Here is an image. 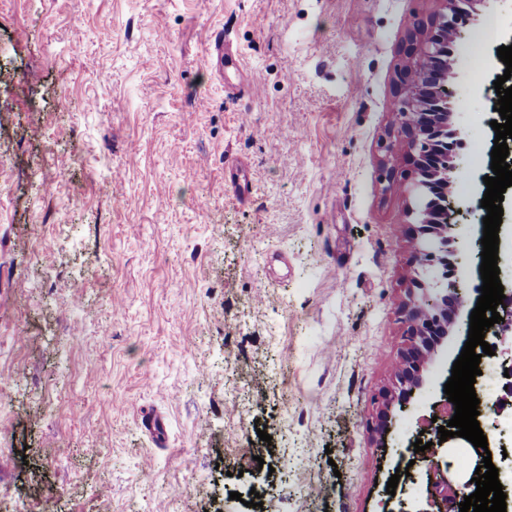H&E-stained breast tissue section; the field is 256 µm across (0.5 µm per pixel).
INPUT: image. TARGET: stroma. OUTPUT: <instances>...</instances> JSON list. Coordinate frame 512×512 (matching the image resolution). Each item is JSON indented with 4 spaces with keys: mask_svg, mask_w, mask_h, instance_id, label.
<instances>
[{
    "mask_svg": "<svg viewBox=\"0 0 512 512\" xmlns=\"http://www.w3.org/2000/svg\"><path fill=\"white\" fill-rule=\"evenodd\" d=\"M440 7L0 0V512H412L387 482L468 333L383 408L418 206L383 183L406 41ZM498 22L492 51L512 0L464 25L449 81L469 300L506 66L473 78L467 49ZM217 30L245 71L212 68Z\"/></svg>",
    "mask_w": 512,
    "mask_h": 512,
    "instance_id": "35a3bbf8",
    "label": "stroma"
}]
</instances>
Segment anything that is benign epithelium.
I'll return each instance as SVG.
<instances>
[{
  "mask_svg": "<svg viewBox=\"0 0 512 512\" xmlns=\"http://www.w3.org/2000/svg\"><path fill=\"white\" fill-rule=\"evenodd\" d=\"M488 0H446L443 10L428 21L419 22L410 38L407 56L409 67L400 70L398 90L394 96V136L408 146L406 163L418 170L424 164V153L441 127H448L453 117L454 105L450 104L448 79L454 76V63L443 57L440 34L451 32L458 36L460 26L472 18L474 5ZM456 164L453 153H448L442 164L432 172L429 192L434 198L427 201L417 214L416 224L423 236H433L437 248L424 252L425 262L437 264L442 269L444 287L434 292L423 288L417 293L405 312L406 343L402 351L399 384L406 386L404 396L421 386L425 364L436 356L448 336V328L461 318L464 300L460 279L448 259V241L455 224L454 211L442 200L448 197V186L456 184ZM506 299L497 306L504 318L499 323L500 342L512 343V289L504 292ZM453 417V403L444 398L433 404L431 415L417 417V426L435 434L433 448L426 450L424 463L425 483L414 512H460L458 503L464 501L465 490L477 488L472 482L473 471L458 470L456 478L448 477L441 457H432L434 449L441 447L438 428L432 426V416Z\"/></svg>",
  "mask_w": 512,
  "mask_h": 512,
  "instance_id": "7a95c632",
  "label": "benign epithelium"
}]
</instances>
